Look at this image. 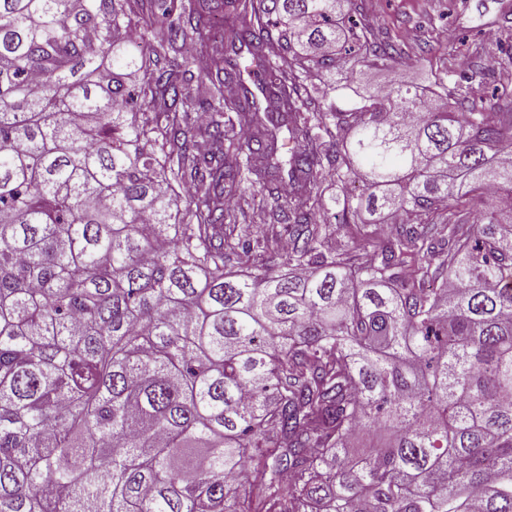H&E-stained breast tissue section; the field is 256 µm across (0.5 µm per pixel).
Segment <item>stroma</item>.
<instances>
[{
    "label": "stroma",
    "mask_w": 512,
    "mask_h": 512,
    "mask_svg": "<svg viewBox=\"0 0 512 512\" xmlns=\"http://www.w3.org/2000/svg\"><path fill=\"white\" fill-rule=\"evenodd\" d=\"M484 30L472 29L460 0H353L351 14L361 26L395 38L402 48L398 63L372 69L375 84L382 86L419 82L427 70L467 58L487 67L491 79H512V0H488ZM252 190L235 197L246 221L260 225L263 241L272 244L268 258L281 262L279 243L286 233L279 224L265 223L252 200Z\"/></svg>",
    "instance_id": "35a3bbf8"
}]
</instances>
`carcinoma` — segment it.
<instances>
[{"label": "carcinoma", "mask_w": 512, "mask_h": 512, "mask_svg": "<svg viewBox=\"0 0 512 512\" xmlns=\"http://www.w3.org/2000/svg\"><path fill=\"white\" fill-rule=\"evenodd\" d=\"M346 2L0 0V512H512V84L328 103L401 56ZM254 192L249 189H245V192L242 191L235 196L236 208L239 210H243L246 215V224H260V228L263 231L260 234L261 239L265 244L269 242L274 247L272 251H265L264 248L257 249V254H264L265 258H269L272 260L271 263H281L282 258L285 257L287 252H284L280 247V241L282 239H288V234L283 230L282 224H267V221L264 220L263 215L257 209V206L252 200ZM263 242H261V246L263 247Z\"/></svg>", "instance_id": "cac0c4a2"}]
</instances>
